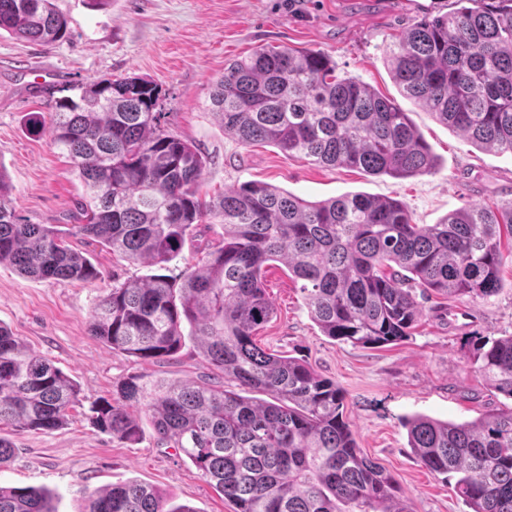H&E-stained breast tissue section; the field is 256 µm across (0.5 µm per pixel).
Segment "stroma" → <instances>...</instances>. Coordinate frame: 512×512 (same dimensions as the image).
Listing matches in <instances>:
<instances>
[{
    "instance_id": "obj_1",
    "label": "stroma",
    "mask_w": 512,
    "mask_h": 512,
    "mask_svg": "<svg viewBox=\"0 0 512 512\" xmlns=\"http://www.w3.org/2000/svg\"><path fill=\"white\" fill-rule=\"evenodd\" d=\"M55 5L68 20L65 41L40 45L0 33V172L10 186V204L25 223L66 229L85 194L70 160L41 127L52 110L44 86L132 75L159 85L163 126L207 158L201 194L208 198L248 181L308 201L364 193L401 200L418 224L439 223L470 204L512 200V154L476 147L404 98L386 65L395 35L422 16L452 10L455 0H108L103 6L55 0ZM284 46L325 52L338 73L393 99L435 155L433 173L394 178L325 168L226 135L209 110L212 85L225 64ZM223 235L222 224L195 225L166 275L178 281L203 266ZM69 243L88 255L101 281L38 279L0 265V324L81 389L80 405L59 430L0 429L15 447L10 462L0 466V484L51 490L59 512H81L83 489L129 480L151 484L194 512H234L189 460L158 445L145 408L133 411L142 428L134 444L91 425L90 407L114 397L122 380L134 377L147 387L163 381L195 384L210 369L189 339L173 359L156 362L113 354L91 336L95 303L112 286L154 274L155 268L127 262L88 239L73 237ZM501 277L502 288L488 298L417 293L422 315L411 335L389 347L362 349L320 332L287 266L275 261L264 274L274 313L256 340L269 352L305 360L342 387L344 415L359 448L396 479L412 512H468L453 480L429 472L416 459L403 421L425 415L468 422L512 402L471 370L464 348L471 338L512 334L511 255L503 259Z\"/></svg>"
}]
</instances>
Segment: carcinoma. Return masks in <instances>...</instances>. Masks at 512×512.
I'll return each mask as SVG.
<instances>
[{"mask_svg": "<svg viewBox=\"0 0 512 512\" xmlns=\"http://www.w3.org/2000/svg\"><path fill=\"white\" fill-rule=\"evenodd\" d=\"M425 16L388 48L403 95L475 146L512 153V0ZM0 30L56 44L68 37L54 0H0ZM57 97L53 143L87 189L68 232L26 224L10 206L0 172V263L42 279L94 284L96 266L66 237L92 239L132 263L159 268L207 219L224 238L207 264L181 283L165 274L114 286L95 305L91 335L129 359L166 360L192 329L224 383L129 378L118 398L90 408L95 429L121 442L140 438L129 408L150 413L157 442L179 450L235 512H412L395 479L363 454L344 419L346 396L307 363L256 342L273 314L263 271L288 265L323 335L355 347L396 345L421 308L414 289L487 298L502 288L512 254V200L415 224L405 203L363 194L310 202L250 181L205 200L207 159L161 124V89L138 76L96 79ZM210 110L240 144L267 143L323 167L369 175H427L435 158L393 100L336 73L330 56L288 47L224 66ZM473 365L512 399V334L480 341ZM268 396L257 400L249 393ZM78 383L0 324V427L53 432L79 404ZM409 448L429 471L454 479L471 512H512V407L457 423L406 422ZM47 489L0 486V512H57ZM84 512H195L136 480L86 493Z\"/></svg>", "mask_w": 512, "mask_h": 512, "instance_id": "carcinoma-1", "label": "carcinoma"}]
</instances>
